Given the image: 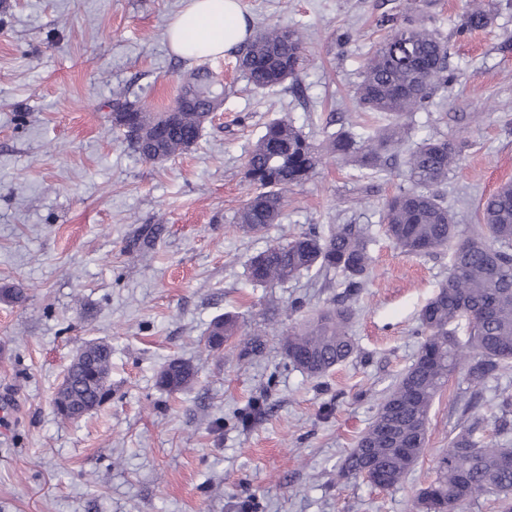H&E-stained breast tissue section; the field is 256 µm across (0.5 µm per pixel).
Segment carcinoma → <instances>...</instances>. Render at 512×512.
<instances>
[{
  "mask_svg": "<svg viewBox=\"0 0 512 512\" xmlns=\"http://www.w3.org/2000/svg\"><path fill=\"white\" fill-rule=\"evenodd\" d=\"M512 0L471 3L456 28L459 34L487 28ZM379 25L387 36L367 57L356 89L358 104L391 118L372 135L343 133L329 137L319 152L292 121L269 123L248 153L244 177L251 187L237 213L240 228L258 234L278 221L288 190L308 180L325 157L376 170L388 153L398 152L408 129L400 119L427 109L431 98L448 89V45L416 14L415 6L385 15ZM306 52L302 32L272 27L251 38L237 63L257 89L273 90L297 78ZM227 88L203 67L191 72L174 107L175 120L153 112L139 100L112 102V125L129 133L127 141L148 161L161 162L194 146L204 113L222 107ZM458 146L448 139H426L404 160L411 186L382 207L386 235L402 250L421 254L450 250L448 278L418 314L422 338L413 364L379 403L378 410L343 460L339 476L362 478L372 486L397 487L422 456L429 413L448 378L466 372L479 389L494 372L512 367V184L502 186L481 204L478 223L466 230L455 224L437 188L457 163ZM369 232L338 224L326 237L311 229L276 242L249 259L255 286L284 283L316 270L342 275L349 291H358L371 272ZM353 310L345 304L321 309L289 327L283 350L302 372L319 377L347 361L357 350L348 324ZM242 328L235 315L215 318L205 346L222 353L224 341ZM112 346L89 340L77 350L53 397L63 421H75L111 397ZM195 368L172 359L157 374L156 385L184 391ZM472 425L453 436L437 458L436 477L419 489L416 512H465L485 496L495 497L499 512H512V447L476 435Z\"/></svg>",
  "mask_w": 512,
  "mask_h": 512,
  "instance_id": "carcinoma-1",
  "label": "carcinoma"
}]
</instances>
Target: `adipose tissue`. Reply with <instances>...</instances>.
<instances>
[{"instance_id": "adipose-tissue-1", "label": "adipose tissue", "mask_w": 512, "mask_h": 512, "mask_svg": "<svg viewBox=\"0 0 512 512\" xmlns=\"http://www.w3.org/2000/svg\"><path fill=\"white\" fill-rule=\"evenodd\" d=\"M167 34L176 54L197 59L222 55L244 43L251 30L237 0H186Z\"/></svg>"}]
</instances>
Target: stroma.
<instances>
[{
  "instance_id": "obj_1",
  "label": "stroma",
  "mask_w": 512,
  "mask_h": 512,
  "mask_svg": "<svg viewBox=\"0 0 512 512\" xmlns=\"http://www.w3.org/2000/svg\"><path fill=\"white\" fill-rule=\"evenodd\" d=\"M465 0H422L419 13L448 44L454 75L428 110L407 116L411 143L462 146L441 191L456 224L476 223L482 201L512 183V10L461 37ZM183 0H0V512H412L418 488L459 432L471 398L449 378L431 409L428 443L405 481L382 491L338 478L344 456L382 397L412 364L418 313L448 276V253L408 254L386 236L383 202L408 187L406 167L362 170L330 161L288 193L275 224L239 229L249 187L244 162L267 124L286 118L315 145L331 133H372L387 120L353 95L383 40L382 15L404 0H240L252 29L299 27L307 52L297 82L254 88L238 50L205 58L231 88L198 142L145 161L112 125L110 102L173 106L196 61L174 53L167 28ZM368 229L372 274L356 294L340 277L309 272L252 286L250 257L309 228ZM354 310L353 358L312 378L282 353L279 331L334 303ZM234 313L278 333L250 353L235 337L216 358L211 321ZM112 346V398L70 422L53 396L77 349ZM192 363L188 390L156 384L169 360ZM491 376L476 400L480 432L497 438Z\"/></svg>"
}]
</instances>
